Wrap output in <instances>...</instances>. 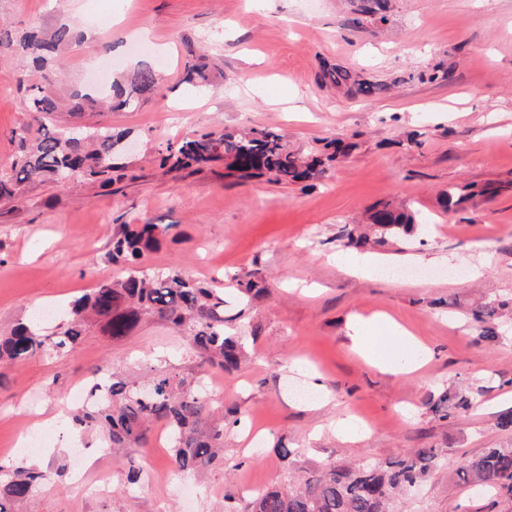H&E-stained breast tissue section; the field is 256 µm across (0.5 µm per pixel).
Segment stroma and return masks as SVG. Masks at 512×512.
Masks as SVG:
<instances>
[{
	"mask_svg": "<svg viewBox=\"0 0 512 512\" xmlns=\"http://www.w3.org/2000/svg\"><path fill=\"white\" fill-rule=\"evenodd\" d=\"M388 24L345 27V0H0V26L12 34L71 25L81 43L38 70L0 48V173L18 153L15 130L30 120L29 83L88 84L104 67L133 71L142 55L162 79L133 109L108 121L126 131L118 162L127 179L66 187L27 183L19 202H0V331L44 305L60 309L99 283L127 276L106 254L121 225H172L143 266L181 268L192 280H223L232 326L248 329V361L210 368L215 408L224 412V461L209 471H177L168 432L152 425L146 444L115 455L94 436L74 437L60 422L72 388L108 361L144 381L149 368L199 372L188 336L151 319L113 339L87 327L70 352L37 356L0 371V460L56 471L82 446L87 476L67 470L24 512H246L252 491L329 462L382 463L413 448L440 462L405 496L401 512H512V495L472 494L456 478L469 458L512 446L496 417L512 409V318L500 338L478 342L477 305L512 296V0H392ZM206 55L211 83L185 80L189 52ZM351 66L389 83L373 100L320 87L321 62ZM449 81L416 80L435 66ZM218 127L273 128L289 148L319 151L324 140L358 145L318 179L236 183L223 163L166 174L154 162L160 142ZM469 183L499 185L476 208L444 213L437 195ZM418 212L430 232L369 244L403 278L354 273L361 251L342 246L344 225L377 202ZM265 281L240 298L236 277ZM395 319L426 345L430 359L411 375L382 372L361 356L354 326L376 314ZM322 382L330 402L311 407L296 388ZM476 403L440 418L428 401L444 390ZM370 422L357 442L336 435L337 418ZM35 422L44 446L24 448L17 427ZM297 449L282 459L276 443ZM143 468L126 487L130 463Z\"/></svg>",
	"mask_w": 512,
	"mask_h": 512,
	"instance_id": "stroma-1",
	"label": "stroma"
}]
</instances>
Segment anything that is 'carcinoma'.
<instances>
[{
  "instance_id": "carcinoma-1",
  "label": "carcinoma",
  "mask_w": 512,
  "mask_h": 512,
  "mask_svg": "<svg viewBox=\"0 0 512 512\" xmlns=\"http://www.w3.org/2000/svg\"><path fill=\"white\" fill-rule=\"evenodd\" d=\"M346 24L354 30L389 22L390 0H349ZM79 41L67 24L55 28L50 36L40 32L14 38L0 36V45L14 48L43 68L62 47ZM208 63L202 55L189 53L186 80L195 86L206 84ZM160 74L144 65L130 81H113L110 90L74 91L69 95L72 114L85 109L103 116L117 106L131 108L134 95L153 89ZM317 80L350 98L372 100L385 94L390 85L361 75L349 66H320ZM29 107L33 122L14 131L19 152L13 174L0 175V200H19L25 183L36 178L74 186L96 179L112 181L119 144L124 132H114L102 121L94 126L70 123L53 128L60 114L62 97L51 86H30ZM358 144L334 139L325 152L302 155L288 148L284 136L274 129L241 131L224 129L168 140L157 149L160 168L171 170L203 167L224 161L225 176L246 180L264 177L273 184H288L318 178L325 166L349 156ZM497 189L479 190L469 184L454 185L442 192L439 204L446 212L464 205L478 207L494 197ZM368 224L380 237L402 238L419 224L417 213L391 201L375 204L368 211ZM174 229L172 224H123L112 237L108 260L136 263L155 250L161 239ZM224 289L205 287L184 276L176 268L166 271L139 270L129 276L98 284L69 303L62 323L51 335L42 333L32 322H20L0 334V364L11 365L39 354L72 350L91 321L102 323L103 332L112 338L128 335L142 319L157 318L186 333L193 345L198 367L235 368L244 352V337L225 325ZM512 309V298L490 301L472 311V319L482 324L479 339L499 337L497 321L503 310ZM153 394L115 377L112 368L97 367L90 379L89 393L94 403L67 413L69 429L97 435L103 447L114 452L142 445L150 425L162 423L171 436L172 459L181 471L209 469L224 447V424L213 419L210 397L202 386L180 373L155 370L151 377ZM470 401L444 391L431 409L446 419L451 411L465 408ZM438 464L434 448H414L383 464L328 463L306 472L288 487L273 486L254 496L251 512H394L395 498L421 482ZM62 472L0 464V512H20V504L30 500L37 488ZM460 481L481 492L505 490L512 494V447L488 448L469 459L459 473Z\"/></svg>"
}]
</instances>
